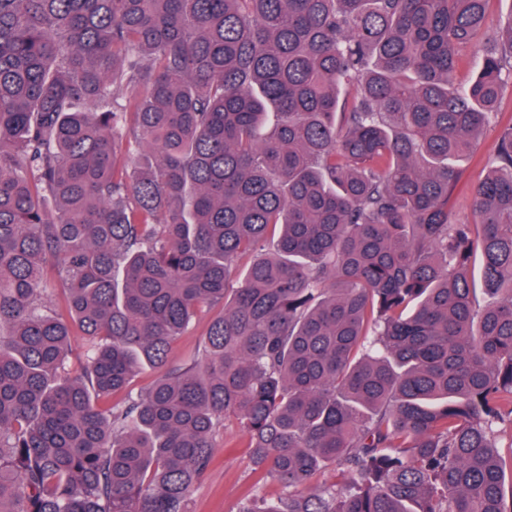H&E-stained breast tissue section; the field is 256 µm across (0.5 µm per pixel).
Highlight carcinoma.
<instances>
[{
  "label": "carcinoma",
  "instance_id": "carcinoma-1",
  "mask_svg": "<svg viewBox=\"0 0 512 512\" xmlns=\"http://www.w3.org/2000/svg\"><path fill=\"white\" fill-rule=\"evenodd\" d=\"M487 2L0 0V512H190L227 420L282 488L238 512H512ZM497 112L495 122L479 139L474 155L464 163L463 182L466 188L454 197L452 204V212L457 219L471 217L470 188L484 177L486 164L495 150L499 128L512 123V87L504 91ZM212 313H202L189 330L174 344L172 359L176 363H189L202 352V337Z\"/></svg>",
  "mask_w": 512,
  "mask_h": 512
}]
</instances>
